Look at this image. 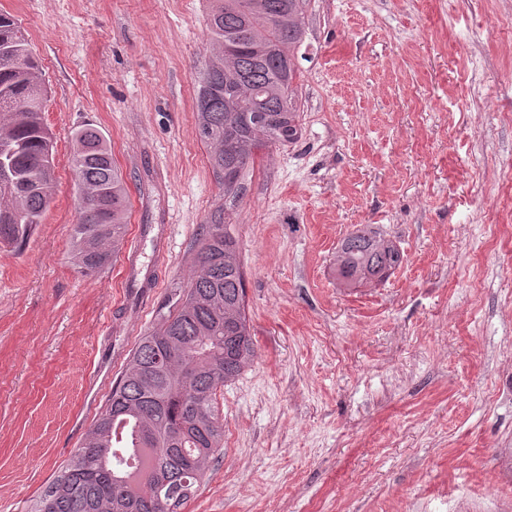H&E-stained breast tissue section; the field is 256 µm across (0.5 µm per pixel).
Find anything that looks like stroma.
I'll use <instances>...</instances> for the list:
<instances>
[{"label": "stroma", "mask_w": 512, "mask_h": 512, "mask_svg": "<svg viewBox=\"0 0 512 512\" xmlns=\"http://www.w3.org/2000/svg\"><path fill=\"white\" fill-rule=\"evenodd\" d=\"M48 90L56 194L0 248V512L78 448L221 203L196 129L206 0H0ZM303 135L257 158L233 233L256 356L217 395L224 452L183 512H512V0H310ZM129 193L123 259L85 277L71 135ZM404 252L337 288L354 226Z\"/></svg>", "instance_id": "stroma-1"}]
</instances>
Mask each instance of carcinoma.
Segmentation results:
<instances>
[{
  "label": "carcinoma",
  "mask_w": 512,
  "mask_h": 512,
  "mask_svg": "<svg viewBox=\"0 0 512 512\" xmlns=\"http://www.w3.org/2000/svg\"><path fill=\"white\" fill-rule=\"evenodd\" d=\"M309 0H209L213 54L199 80L196 127L224 204L200 225L196 269L142 337L93 428L60 467L32 512H181L224 450L217 392L254 360L245 277L231 233L257 156L302 135L296 79ZM47 89L21 23L0 13V243L36 230L56 191L53 142L43 120ZM78 220L71 260L93 275L126 240V182L103 133H72ZM375 224L343 238L336 287L378 283L402 264Z\"/></svg>",
  "instance_id": "1"
}]
</instances>
